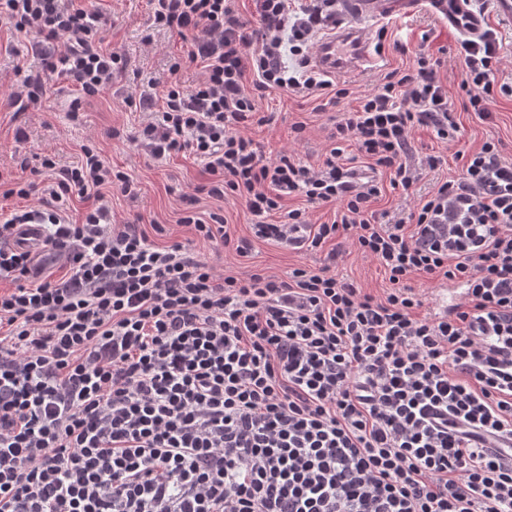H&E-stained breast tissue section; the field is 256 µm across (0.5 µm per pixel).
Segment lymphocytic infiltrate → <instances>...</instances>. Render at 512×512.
Here are the masks:
<instances>
[{"label": "lymphocytic infiltrate", "instance_id": "1", "mask_svg": "<svg viewBox=\"0 0 512 512\" xmlns=\"http://www.w3.org/2000/svg\"><path fill=\"white\" fill-rule=\"evenodd\" d=\"M150 2L154 26L183 42L171 73H204L189 89L169 83L161 109L138 99L152 158L187 150L205 163L182 223L243 257L257 240L316 250L346 233L390 286L377 298L326 266L284 280L216 273L190 244L110 221L102 187L131 184L94 149L72 167L42 158L54 182L38 208L0 225V512H512V464L488 449L512 445V160L485 141L409 209L372 207L377 172L409 195L441 165L413 162L412 130L453 142L457 112L487 119L512 97L496 31L458 41L460 100L442 57L400 44L411 67L342 112L348 85L310 63L336 0H252L251 30L232 0ZM0 19L41 63L12 97L19 109L41 105L49 71L78 91L79 122L83 99L125 68L101 50L108 19L88 0H0ZM271 91L331 113L321 165L264 157L241 135L270 123L256 100ZM201 194L243 200L251 236L200 217ZM291 196L304 207L284 208ZM76 197L96 201L79 223ZM327 205L333 221L310 223ZM34 219L33 250L18 236ZM421 274L462 283L461 302L421 314Z\"/></svg>", "mask_w": 512, "mask_h": 512}]
</instances>
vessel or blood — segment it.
<instances>
[{
	"label": "vessel or blood",
	"mask_w": 512,
	"mask_h": 512,
	"mask_svg": "<svg viewBox=\"0 0 512 512\" xmlns=\"http://www.w3.org/2000/svg\"><path fill=\"white\" fill-rule=\"evenodd\" d=\"M424 3L463 36L477 38L483 34L485 22L470 10V0H336L338 23L320 40L314 58L316 66L332 76L352 75L371 68L374 59L362 22L391 21L412 14Z\"/></svg>",
	"instance_id": "obj_1"
}]
</instances>
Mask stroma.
<instances>
[{
  "mask_svg": "<svg viewBox=\"0 0 512 512\" xmlns=\"http://www.w3.org/2000/svg\"><path fill=\"white\" fill-rule=\"evenodd\" d=\"M101 7L109 19L102 33L103 44L123 54L126 67L114 79L111 90L83 101L82 120L77 124L69 118L75 94L55 74L47 79V92L39 108L20 112L11 105L10 97L21 91L24 79L23 72H17V65L34 71L39 63L25 43L14 39L8 24L0 20V173L42 186L49 182V174L31 173L40 157H51L61 166H73L86 145L98 151L112 168L127 173L136 187L132 195L117 188L106 190L105 199L115 221L139 217L147 222L157 221L164 226L168 240H194L196 251L220 274L245 277L262 272L284 278L296 267L321 268L326 262L322 250H293L271 241H258L249 256L241 257L232 249L195 241L192 227L181 224L180 217L186 207V196L207 179L204 164L183 151L162 161L152 160L133 139L148 114L127 103L128 96L143 92L150 93L155 103H162L169 67L179 55L182 41L178 35L153 26L149 0H102ZM387 28L389 44L378 64L366 74L350 79L353 95L342 100V107L355 106L357 97L372 90L387 71L410 65L409 56L394 51L392 41L413 47L424 39L430 50L435 51L453 47L461 37L458 30L424 6L413 15L388 23ZM314 106L311 100L269 92L258 99L257 107L273 113V121L251 125L246 134L260 144L265 156L290 150L306 163L320 165L330 149L327 138L330 124L327 114L315 111ZM298 122L305 125L300 137L292 130ZM460 122L462 136L455 145L440 142L430 130H413L411 139L417 151L434 153L444 159L439 170L423 173L416 185L417 192H427L436 181L456 176L455 152L475 150L489 137L500 138L505 157L512 159V99L498 98L492 107L491 120L482 121L464 112ZM195 208L204 216L223 211L235 235L250 233L251 216L239 199L228 196L216 200L202 194ZM335 272L376 296L383 295L389 286L378 263L358 252L347 240L342 243Z\"/></svg>",
  "mask_w": 512,
  "mask_h": 512,
  "instance_id": "1",
  "label": "stroma"
}]
</instances>
